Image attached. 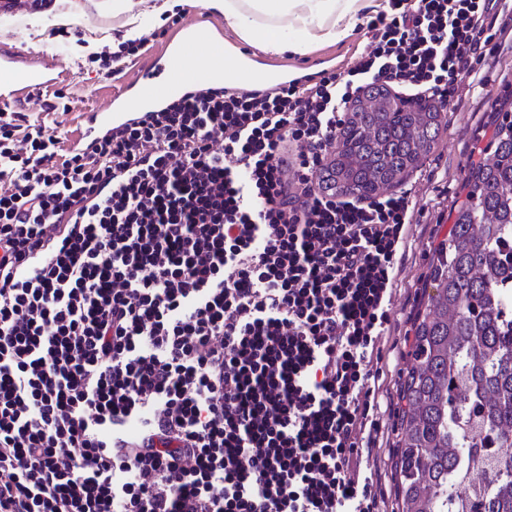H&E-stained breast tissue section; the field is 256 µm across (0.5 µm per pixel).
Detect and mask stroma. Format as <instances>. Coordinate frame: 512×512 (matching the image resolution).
<instances>
[{
    "label": "stroma",
    "mask_w": 512,
    "mask_h": 512,
    "mask_svg": "<svg viewBox=\"0 0 512 512\" xmlns=\"http://www.w3.org/2000/svg\"><path fill=\"white\" fill-rule=\"evenodd\" d=\"M196 13V8L183 0H52L45 8L30 6L0 14V44L41 50L56 70L74 71L73 83L62 89L69 111H45V103L53 98L49 92L25 103L28 111L40 113L50 130L71 146L78 139L87 114L105 109L115 87L111 77L91 61V54L117 50L128 19L134 16L149 17L156 37L149 42L148 51L156 53L165 43L161 32L172 18L180 17L186 23ZM209 16L214 26L223 28L225 42L238 47L259 71L285 68L312 74L324 65L344 71L364 52L369 43L366 23L373 14L363 13L352 35L341 42L314 46L304 55L287 52L279 56L240 41L234 30L226 27L222 13L213 10ZM478 75L479 83L461 84L445 114L438 140L403 182L420 206L409 226L408 244L392 295L391 332L382 347L383 374L376 397L383 408L400 400L410 360L400 355L398 346L423 305L435 250L447 238L455 220V207L466 196L469 169L494 138L499 104L512 103V52L490 42ZM400 437L397 420H390L371 450L378 474L374 491L379 512H398L394 460Z\"/></svg>",
    "instance_id": "stroma-1"
}]
</instances>
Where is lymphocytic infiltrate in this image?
<instances>
[{
  "label": "lymphocytic infiltrate",
  "instance_id": "1",
  "mask_svg": "<svg viewBox=\"0 0 512 512\" xmlns=\"http://www.w3.org/2000/svg\"><path fill=\"white\" fill-rule=\"evenodd\" d=\"M508 0H388L345 72L195 91L63 148L0 110V512H376L417 206L320 190L349 103L448 107Z\"/></svg>",
  "mask_w": 512,
  "mask_h": 512
}]
</instances>
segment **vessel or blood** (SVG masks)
<instances>
[{"label": "vessel or blood", "instance_id": "obj_1", "mask_svg": "<svg viewBox=\"0 0 512 512\" xmlns=\"http://www.w3.org/2000/svg\"><path fill=\"white\" fill-rule=\"evenodd\" d=\"M239 67V62L226 53L223 37L202 38L194 22L177 27L166 49L113 96L108 111L88 114L82 139L93 142L102 130L129 123L131 116L125 110L127 96H134L139 105L151 111L164 102L180 98L189 87L210 85ZM64 80L62 73L44 61L0 45L1 108H18L29 96L57 88Z\"/></svg>", "mask_w": 512, "mask_h": 512}]
</instances>
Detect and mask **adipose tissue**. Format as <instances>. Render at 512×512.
Masks as SVG:
<instances>
[{
    "label": "adipose tissue",
    "mask_w": 512,
    "mask_h": 512,
    "mask_svg": "<svg viewBox=\"0 0 512 512\" xmlns=\"http://www.w3.org/2000/svg\"><path fill=\"white\" fill-rule=\"evenodd\" d=\"M378 0H206L239 37L273 55L306 53L315 41L349 35L362 11Z\"/></svg>",
    "instance_id": "1"
}]
</instances>
